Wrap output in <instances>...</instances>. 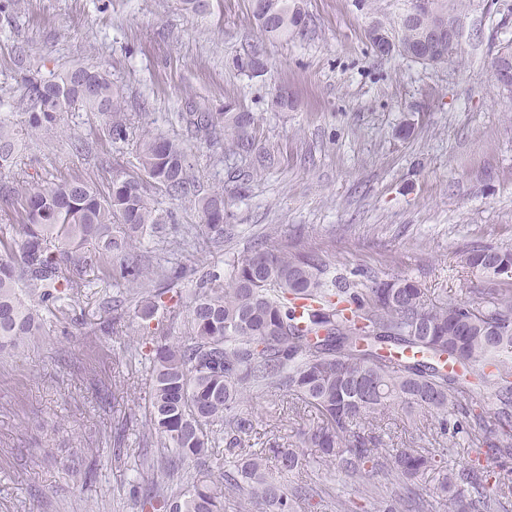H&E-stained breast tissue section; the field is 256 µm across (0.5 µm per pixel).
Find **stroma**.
Segmentation results:
<instances>
[{
  "label": "stroma",
  "instance_id": "1",
  "mask_svg": "<svg viewBox=\"0 0 512 512\" xmlns=\"http://www.w3.org/2000/svg\"><path fill=\"white\" fill-rule=\"evenodd\" d=\"M0 8V118L25 147L0 184L48 187L79 177L106 187L135 172L137 135L163 134L187 147L202 192L224 195V243L211 245L194 201L154 187L156 207L174 214L166 232L131 253L149 289L190 294L206 273L228 277L256 249L288 244L321 252L327 277L366 274L418 281L428 303L466 300L492 282L460 261L472 245L512 247V96L492 61L512 42V0H467L453 59L425 64L376 56L373 21L397 25L405 0H303L307 26L293 40L268 39L251 0H211L204 14L181 0H4ZM267 69L233 61L250 49ZM75 66L107 70L135 136L111 143L97 113H64L51 133L30 134L20 106L24 75L44 79ZM287 89L293 104L274 108ZM251 112V152L227 133L197 134L187 112ZM182 276L169 280L170 271ZM85 287L47 317L39 342L0 356V512H141L135 487L165 481L138 461L153 391L147 343L186 340V316L158 309L142 319L125 286L88 268ZM114 321L113 331L101 330ZM286 403L269 391L244 403L253 441L295 442L297 422L269 415ZM382 452L441 441L429 416L390 407L378 422ZM127 455L113 458L115 440ZM96 464L92 478L63 464L69 453ZM292 483L328 487L297 512H374L371 498L337 470L304 467Z\"/></svg>",
  "mask_w": 512,
  "mask_h": 512
}]
</instances>
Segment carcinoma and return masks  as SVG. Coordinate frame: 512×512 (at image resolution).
Returning <instances> with one entry per match:
<instances>
[{
	"label": "carcinoma",
	"mask_w": 512,
	"mask_h": 512,
	"mask_svg": "<svg viewBox=\"0 0 512 512\" xmlns=\"http://www.w3.org/2000/svg\"><path fill=\"white\" fill-rule=\"evenodd\" d=\"M253 15L265 36L288 40L307 15L299 0H258ZM417 25L382 28L388 37L417 50ZM240 71L260 74L266 62L257 50L238 57ZM93 88L86 96L81 86ZM27 126L48 131L78 106L106 117L105 135L125 142L133 132L121 114V94L105 70L75 67L45 80L24 79ZM192 124L210 132L232 131L235 147L250 146L249 112H199ZM17 133L0 120V168L18 158ZM137 177L116 174L108 192L72 179L23 193L0 188V202L20 207L21 240L0 231V353L15 352L43 335L42 306L74 297L87 267L120 259L119 279L132 288L142 271L127 249L147 231L169 223L151 204L144 183L173 199L195 194L182 143L162 135L138 144ZM207 238L224 241V194L197 202ZM100 246L91 257L82 246ZM466 266L494 278L512 279V249L476 244L464 251ZM326 261L315 250L286 246L259 249L233 265L227 283L201 278L186 302L189 336L155 343L148 350L153 394L140 444L166 449V471L184 465L179 483H156L146 504L163 512H224L234 496L240 512H296L309 496L288 475L307 462L303 449L361 480V493L376 512H400L401 498L380 496L367 482L384 465L415 500L422 476L439 473L438 497L448 512H509L512 498V289L477 288L464 301L428 306L417 281L396 276L371 280L362 289L343 276L324 277ZM490 386L500 403L494 412L476 409L473 393ZM269 389L291 396L294 408H312L320 423L297 432L291 446L272 443L256 450L248 439L252 416L240 412L249 398ZM437 419L450 446L464 438L488 449L500 462L494 484L480 468L448 466V449L423 454L403 450L386 458L367 430L385 410Z\"/></svg>",
	"instance_id": "obj_1"
}]
</instances>
